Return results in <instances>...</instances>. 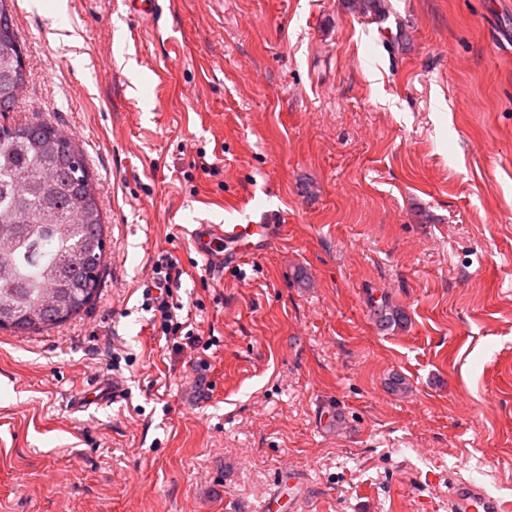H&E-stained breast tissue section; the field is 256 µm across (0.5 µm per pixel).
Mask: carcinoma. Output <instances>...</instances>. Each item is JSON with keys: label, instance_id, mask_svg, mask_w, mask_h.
Wrapping results in <instances>:
<instances>
[{"label": "carcinoma", "instance_id": "obj_1", "mask_svg": "<svg viewBox=\"0 0 512 512\" xmlns=\"http://www.w3.org/2000/svg\"><path fill=\"white\" fill-rule=\"evenodd\" d=\"M0 0V112L29 80L12 11ZM0 329L49 330L99 295L101 210L78 146L44 122L0 125ZM62 298L63 313L37 304Z\"/></svg>", "mask_w": 512, "mask_h": 512}]
</instances>
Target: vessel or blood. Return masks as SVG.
<instances>
[{"instance_id":"b4317fda","label":"vessel or blood","mask_w":512,"mask_h":512,"mask_svg":"<svg viewBox=\"0 0 512 512\" xmlns=\"http://www.w3.org/2000/svg\"><path fill=\"white\" fill-rule=\"evenodd\" d=\"M129 15L152 21L162 13L160 0H124ZM190 237L198 255L209 270L222 272L243 257L265 251L272 243L267 224H197ZM123 392L113 380H99L70 402V408L81 411L89 406H108ZM448 512H506L500 498L488 494L477 484L453 481L448 485Z\"/></svg>"}]
</instances>
